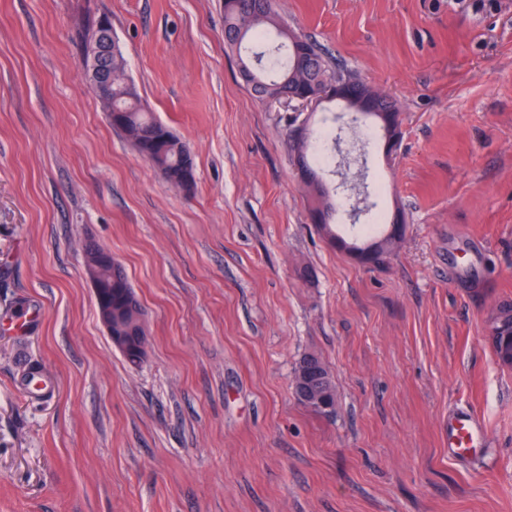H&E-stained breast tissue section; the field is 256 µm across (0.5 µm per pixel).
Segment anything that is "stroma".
<instances>
[{
  "label": "stroma",
  "instance_id": "35a3bbf8",
  "mask_svg": "<svg viewBox=\"0 0 512 512\" xmlns=\"http://www.w3.org/2000/svg\"><path fill=\"white\" fill-rule=\"evenodd\" d=\"M290 28L400 107L393 154L321 105L323 176L360 195L346 239L403 212L367 268L309 219L285 132L224 49L223 0H0V512H512V368L489 341L512 300V0H280ZM108 15L149 110L187 143L169 184L110 125L72 36ZM93 242L146 312L129 363L84 275ZM319 356L336 410L301 404ZM57 390H22L31 367ZM488 443L448 454V416ZM319 370L320 380L314 384L321 398H327L332 404H336V387L333 381V376L329 371L326 364L316 355H305L299 361L294 377L297 375L311 377L315 374L314 370Z\"/></svg>",
  "mask_w": 512,
  "mask_h": 512
}]
</instances>
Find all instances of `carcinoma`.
<instances>
[{
  "mask_svg": "<svg viewBox=\"0 0 512 512\" xmlns=\"http://www.w3.org/2000/svg\"><path fill=\"white\" fill-rule=\"evenodd\" d=\"M96 18L95 14H87L78 20L74 36L76 49H81L83 40L95 27ZM224 45L236 56L240 79L263 102L277 101L290 92L318 94L326 84L343 81L351 87L355 101L374 100L387 113V122L396 123V103L383 91L333 64L315 42L290 29L276 10V0H224ZM125 68L124 64L112 68V111L121 113L122 134L166 181L176 188H190L195 180L190 148L148 111L135 85L127 80ZM307 187L313 207L324 210L327 216V222L317 228L334 244L338 239L333 223L335 204L324 197L318 183L311 182ZM400 242L394 235L381 236L376 245L377 262L384 263ZM100 283L112 289V308L120 310L119 316L112 319L113 329L124 333L141 322L142 307L120 265L102 268ZM493 351L499 363L512 364V327L497 333ZM316 369L320 380L314 388L321 397L336 403L333 376L319 357L303 356L295 374L311 377Z\"/></svg>",
  "mask_w": 512,
  "mask_h": 512,
  "instance_id": "1",
  "label": "carcinoma"
}]
</instances>
